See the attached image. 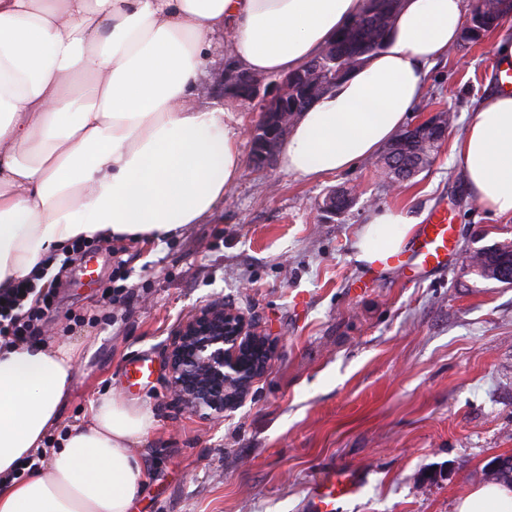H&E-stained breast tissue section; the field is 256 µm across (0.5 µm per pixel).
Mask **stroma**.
<instances>
[{
	"label": "stroma",
	"mask_w": 512,
	"mask_h": 512,
	"mask_svg": "<svg viewBox=\"0 0 512 512\" xmlns=\"http://www.w3.org/2000/svg\"><path fill=\"white\" fill-rule=\"evenodd\" d=\"M500 68L489 41L449 47L407 117L452 107L448 139L398 190L372 158L314 182L257 169L244 139L242 176L203 223L162 243L101 242L95 284H75L70 264L52 276L58 308L44 337L83 351L60 430L108 394L152 414L134 512H310L313 488L341 470L360 490L335 512H453L458 496L494 481L490 462L512 455V285L477 277L468 256L512 242V215L476 200L452 147ZM345 188L356 203L324 212L323 198ZM443 203L455 228L444 268L415 278L356 261L372 214L404 211L421 223ZM115 250L127 262L122 278ZM106 287L121 299L103 304ZM211 302L251 316L274 345L220 421L181 409L167 388L172 336ZM138 357L153 375L132 387L120 370Z\"/></svg>",
	"instance_id": "stroma-1"
}]
</instances>
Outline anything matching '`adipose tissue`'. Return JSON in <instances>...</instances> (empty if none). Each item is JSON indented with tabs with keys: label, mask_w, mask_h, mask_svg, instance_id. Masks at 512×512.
Returning a JSON list of instances; mask_svg holds the SVG:
<instances>
[{
	"label": "adipose tissue",
	"mask_w": 512,
	"mask_h": 512,
	"mask_svg": "<svg viewBox=\"0 0 512 512\" xmlns=\"http://www.w3.org/2000/svg\"><path fill=\"white\" fill-rule=\"evenodd\" d=\"M366 0H0V292L38 281L82 240L161 242L201 223L243 172L233 103H197L211 50L225 67L285 74L318 54ZM468 0H404L392 38L290 127L281 167L314 181L387 145L459 37ZM454 149L475 198L512 214V91L486 96ZM415 226L375 214L356 243L375 265ZM81 351L0 343V512H131L136 447L152 416L108 395L46 448ZM37 470L4 474L31 454ZM454 512H512V486L467 490Z\"/></svg>",
	"instance_id": "ef3b65f1"
}]
</instances>
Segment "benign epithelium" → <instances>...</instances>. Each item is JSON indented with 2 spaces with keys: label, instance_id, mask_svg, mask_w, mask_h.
Instances as JSON below:
<instances>
[{
  "label": "benign epithelium",
  "instance_id": "1",
  "mask_svg": "<svg viewBox=\"0 0 512 512\" xmlns=\"http://www.w3.org/2000/svg\"><path fill=\"white\" fill-rule=\"evenodd\" d=\"M245 100L261 98L259 110L276 114L250 133L256 150L253 161L269 165L288 136L299 111L288 112V92L294 82L283 75L273 83L270 94L259 95L256 77L239 80ZM452 109L444 107L421 122L405 128L401 143L424 135L442 142L448 136ZM274 350L268 339L259 335L245 313L210 303L200 307L177 329L167 349L168 387L184 409L210 419L222 420L224 413L237 408L251 383L270 363Z\"/></svg>",
  "mask_w": 512,
  "mask_h": 512
}]
</instances>
